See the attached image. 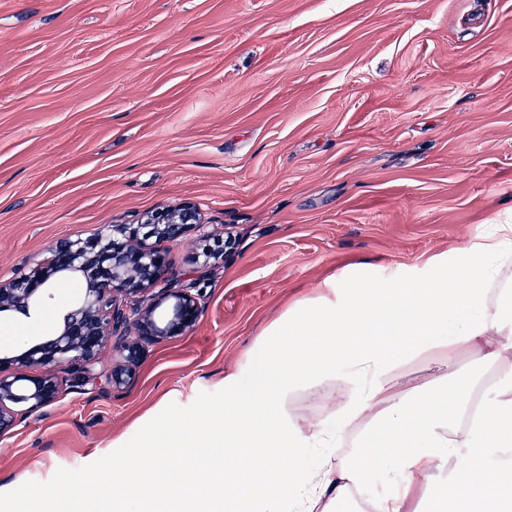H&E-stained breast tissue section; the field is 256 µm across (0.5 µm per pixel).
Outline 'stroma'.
<instances>
[{
	"label": "stroma",
	"instance_id": "stroma-1",
	"mask_svg": "<svg viewBox=\"0 0 512 512\" xmlns=\"http://www.w3.org/2000/svg\"><path fill=\"white\" fill-rule=\"evenodd\" d=\"M181 201L189 333L131 382L64 392L0 437V512L112 492L120 437L259 364L262 332L342 271L401 287L512 224V0H0V280L57 239ZM232 232L234 254L205 258ZM56 309L0 318V349Z\"/></svg>",
	"mask_w": 512,
	"mask_h": 512
}]
</instances>
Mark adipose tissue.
Returning <instances> with one entry per match:
<instances>
[{
  "mask_svg": "<svg viewBox=\"0 0 512 512\" xmlns=\"http://www.w3.org/2000/svg\"><path fill=\"white\" fill-rule=\"evenodd\" d=\"M460 252L462 263L434 281L342 278L332 299L288 309L265 331L248 378L228 375L221 401L165 431L182 460L178 480L138 454L113 464L108 500H78L70 512L133 503L138 512H337L382 457L402 485L368 512H408L420 482L447 460L435 492L444 512H512V224ZM459 350L469 368L454 367ZM412 361L432 374L400 389L398 372ZM315 386L341 402L300 423L288 403Z\"/></svg>",
  "mask_w": 512,
  "mask_h": 512,
  "instance_id": "1",
  "label": "adipose tissue"
}]
</instances>
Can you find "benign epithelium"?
I'll use <instances>...</instances> for the list:
<instances>
[{"mask_svg": "<svg viewBox=\"0 0 512 512\" xmlns=\"http://www.w3.org/2000/svg\"><path fill=\"white\" fill-rule=\"evenodd\" d=\"M199 223L198 209L183 202L141 224H106L90 240L53 243L44 264L0 282V316L26 318L54 299L53 282L84 284L79 298L61 307L52 333L25 336L14 351H0V435L15 426L18 416L52 405L63 392L100 374L107 344H112V366L106 377L119 388L131 379L145 346L193 329L201 314L199 298L168 276L170 252L147 243L144 228L172 242ZM131 297L137 306L128 311L123 302Z\"/></svg>", "mask_w": 512, "mask_h": 512, "instance_id": "obj_1", "label": "benign epithelium"}]
</instances>
